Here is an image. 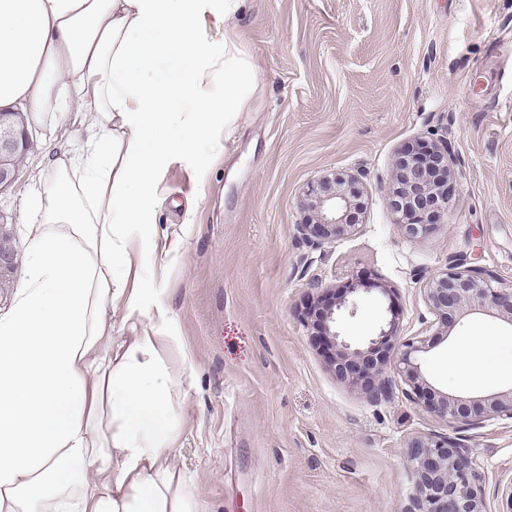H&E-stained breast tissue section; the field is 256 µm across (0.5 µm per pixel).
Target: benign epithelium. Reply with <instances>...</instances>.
Segmentation results:
<instances>
[{
  "label": "benign epithelium",
  "mask_w": 512,
  "mask_h": 512,
  "mask_svg": "<svg viewBox=\"0 0 512 512\" xmlns=\"http://www.w3.org/2000/svg\"><path fill=\"white\" fill-rule=\"evenodd\" d=\"M32 138L19 112L0 109V191L14 185ZM448 147L419 143L407 146L392 159L393 182L386 194L388 208L398 216L401 232L411 238L426 234L448 208L456 193V176ZM306 222L298 225L313 246L336 242L358 228L360 194L351 175L331 173L311 186L305 195ZM17 255L0 243V275L14 273ZM495 276L488 269L472 268L456 257L434 274L424 288L426 304L444 338L462 319L488 312L512 326V287L495 288ZM355 301L347 294L331 292L306 308L303 319L314 325L325 344L331 347L329 368L336 379L358 388L364 398L376 403L388 397L391 379L386 366L390 360L394 324L379 329L367 343L352 346L336 331V312L354 313ZM434 345L432 339L401 344L395 367L411 391L408 398L422 403L435 416L450 424L471 429L495 419L512 420V388L479 396L442 393L428 386L415 354ZM460 439L438 440L420 437L408 445L413 487L404 512H486L485 489L471 462L459 452Z\"/></svg>",
  "instance_id": "benign-epithelium-1"
}]
</instances>
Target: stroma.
<instances>
[{
	"label": "stroma",
	"mask_w": 512,
	"mask_h": 512,
	"mask_svg": "<svg viewBox=\"0 0 512 512\" xmlns=\"http://www.w3.org/2000/svg\"><path fill=\"white\" fill-rule=\"evenodd\" d=\"M232 32L257 73L247 106L222 151L168 166L153 244L135 249L181 339L167 353L187 391L174 468L204 512H403L408 443L458 437L488 512H504L511 420L448 425L406 397L397 373L390 398L368 402L329 370L302 312L321 289L352 288L348 339L390 320L406 340L436 333L422 290L449 258L512 285V0H243ZM80 131L50 118L32 127L34 148L0 193L17 253L49 146L75 148ZM420 142L448 145L459 185L445 223L411 239L385 190L395 150ZM199 165L202 183L190 176ZM334 172L357 176L362 228L314 249L298 230L301 202ZM177 241L179 261L162 267ZM478 333L495 339V375L470 383L453 362ZM419 363L442 392L510 389L512 326L470 315Z\"/></svg>",
	"instance_id": "stroma-1"
}]
</instances>
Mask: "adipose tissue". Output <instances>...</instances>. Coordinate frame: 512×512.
Returning <instances> with one entry per match:
<instances>
[{
    "mask_svg": "<svg viewBox=\"0 0 512 512\" xmlns=\"http://www.w3.org/2000/svg\"><path fill=\"white\" fill-rule=\"evenodd\" d=\"M243 0H0V106L76 116V156L26 203L23 285L0 313V512H202L171 465L185 390L133 240L170 162L220 150L256 71L222 29ZM150 327L112 353L111 303Z\"/></svg>",
    "mask_w": 512,
    "mask_h": 512,
    "instance_id": "obj_1",
    "label": "adipose tissue"
}]
</instances>
